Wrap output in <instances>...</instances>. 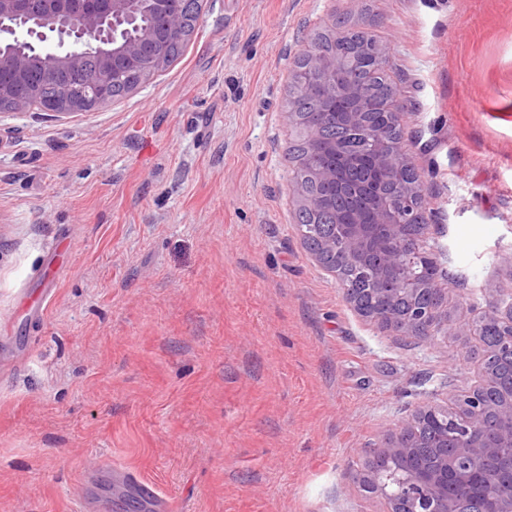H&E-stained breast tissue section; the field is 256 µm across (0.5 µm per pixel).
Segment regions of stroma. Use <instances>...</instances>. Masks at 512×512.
<instances>
[{"label": "stroma", "instance_id": "stroma-1", "mask_svg": "<svg viewBox=\"0 0 512 512\" xmlns=\"http://www.w3.org/2000/svg\"><path fill=\"white\" fill-rule=\"evenodd\" d=\"M394 63L448 318L512 300V0H203L89 112L0 115V512H78L104 459L173 512H386L354 476L475 340L350 307L304 247L280 112L334 15Z\"/></svg>", "mask_w": 512, "mask_h": 512}]
</instances>
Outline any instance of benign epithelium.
I'll list each match as a JSON object with an SVG mask.
<instances>
[{
    "mask_svg": "<svg viewBox=\"0 0 512 512\" xmlns=\"http://www.w3.org/2000/svg\"><path fill=\"white\" fill-rule=\"evenodd\" d=\"M38 0H0V56L7 57L10 77L0 78V114L26 112L45 99L39 88L23 95L19 82L42 70L68 79L87 75L84 82L71 84L57 97L47 101L43 110L64 114L89 111L113 101L117 86L131 90L170 63L172 37L182 33L186 23L184 0H151L153 24L140 26L138 5L141 0H59L50 9H38ZM96 51L95 68L87 72V52ZM305 65H293L290 82L301 89H315L321 96L320 110L300 112L289 105L282 109L283 121L305 132L311 145L321 139V129L336 121L338 79L347 69V62L334 56L325 57L306 47L300 54ZM356 100L343 121L349 127L363 126L361 91L346 88ZM368 153L374 169L388 181L400 179L409 166L403 138H395L379 130L367 131ZM321 183H336L341 177L336 165L313 169ZM300 206L318 212L325 207L320 197L309 196L297 186ZM424 194L419 184L404 186L398 206L377 200L370 215L355 212L349 223L336 221L347 250L343 263L365 264L382 282L381 296L396 300L406 291L400 272L415 264L418 257L436 259L434 247L424 234H407L409 225L420 220V202ZM410 309L404 314L384 311L367 317L378 328L396 332L417 340H432L438 331L444 307L448 303L446 289L439 278L429 283L418 282L409 300ZM482 318L494 320L506 342L494 347V352L506 350L512 354V302L503 306L492 302L491 310ZM480 378L475 385L459 390L448 389L442 401L426 400L391 437L368 453L359 475L361 487L372 494L384 496L388 512H461L459 490L470 488L480 477L486 464L496 462L500 477L494 490L484 496L481 512H512V458H500V450L512 446V389L490 403L487 393L497 386V377L480 354ZM458 414L466 422L464 437L448 450L436 452L431 462H417V449L422 443L416 433L421 421L447 420L448 414ZM381 458L407 471L401 493L387 491L384 475L371 467Z\"/></svg>",
    "mask_w": 512,
    "mask_h": 512,
    "instance_id": "obj_1",
    "label": "benign epithelium"
}]
</instances>
